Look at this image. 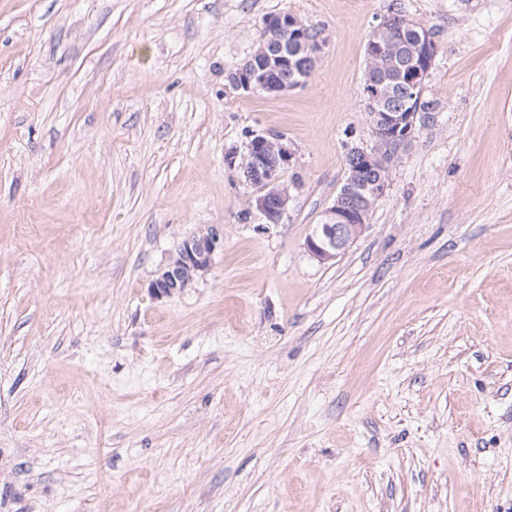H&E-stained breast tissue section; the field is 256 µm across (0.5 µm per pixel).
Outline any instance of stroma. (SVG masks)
Here are the masks:
<instances>
[{
	"mask_svg": "<svg viewBox=\"0 0 512 512\" xmlns=\"http://www.w3.org/2000/svg\"><path fill=\"white\" fill-rule=\"evenodd\" d=\"M395 7L437 109L321 264ZM282 12L327 36L312 76L232 89ZM252 130L302 182L267 234L226 162ZM0 512H512V0H0ZM224 236L214 227L177 242L169 261L149 288L155 298H170L191 287L209 269L214 254L223 250Z\"/></svg>",
	"mask_w": 512,
	"mask_h": 512,
	"instance_id": "obj_1",
	"label": "stroma"
}]
</instances>
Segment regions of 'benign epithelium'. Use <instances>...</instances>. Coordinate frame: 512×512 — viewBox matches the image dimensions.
<instances>
[{"label":"benign epithelium","instance_id":"1","mask_svg":"<svg viewBox=\"0 0 512 512\" xmlns=\"http://www.w3.org/2000/svg\"><path fill=\"white\" fill-rule=\"evenodd\" d=\"M261 27L272 32V38L260 45L234 71V87L244 95L263 92L284 95L303 86L311 76L326 44L318 36L315 42L305 40L306 25L291 14L281 13L262 19ZM405 33L414 35L415 52L407 78L413 88L424 84L434 62L437 47L431 33L411 20L405 21ZM308 65L300 64V56ZM288 69V80L276 79ZM361 95L367 115L370 143L353 146L349 151L361 158V165L346 168L343 187L322 212L315 230L306 239L309 255L319 263L335 260L363 234L375 203L390 186V174L400 153L411 142L416 128L415 112L381 111L383 92L373 81L363 83ZM243 184L257 188L249 199L251 209L262 223L257 230L265 232L282 223L288 215L294 191L298 186L286 182L284 173L296 166V151L284 135L251 131L242 151L227 156ZM379 167L381 172L370 182L360 180V170ZM224 249V236L208 227L177 242L169 261L150 284L156 298H170L184 292L209 269L214 254Z\"/></svg>","mask_w":512,"mask_h":512}]
</instances>
